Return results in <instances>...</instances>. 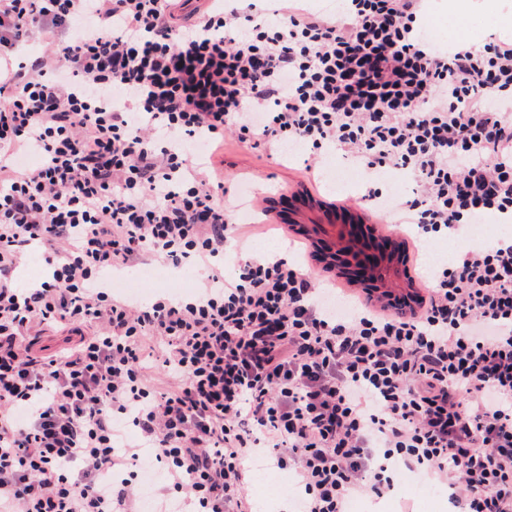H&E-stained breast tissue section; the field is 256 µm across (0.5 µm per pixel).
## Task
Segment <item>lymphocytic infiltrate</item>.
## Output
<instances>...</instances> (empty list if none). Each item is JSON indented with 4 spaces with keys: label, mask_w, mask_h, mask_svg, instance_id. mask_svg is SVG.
Returning a JSON list of instances; mask_svg holds the SVG:
<instances>
[{
    "label": "lymphocytic infiltrate",
    "mask_w": 512,
    "mask_h": 512,
    "mask_svg": "<svg viewBox=\"0 0 512 512\" xmlns=\"http://www.w3.org/2000/svg\"><path fill=\"white\" fill-rule=\"evenodd\" d=\"M423 7L0 0V512H137L147 470L155 512H254L260 456L294 473L302 512L386 496L400 467L454 512H512V238L344 315L293 257L224 274L238 227L210 154L228 132L343 152L370 201L409 174L425 241L512 216V40L431 49ZM33 30L46 49L26 57ZM34 243L45 277L17 288ZM146 255L208 275L187 298L112 288ZM39 325L77 340L35 355Z\"/></svg>",
    "instance_id": "f902f5d3"
}]
</instances>
